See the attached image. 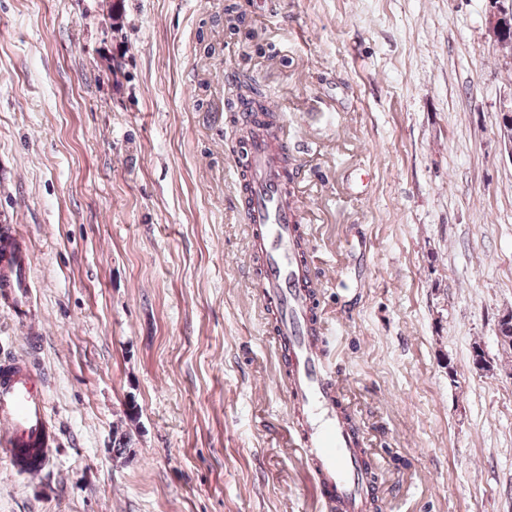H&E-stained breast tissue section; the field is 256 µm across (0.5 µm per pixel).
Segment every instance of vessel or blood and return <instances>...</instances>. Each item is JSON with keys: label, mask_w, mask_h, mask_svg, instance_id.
Returning <instances> with one entry per match:
<instances>
[{"label": "vessel or blood", "mask_w": 512, "mask_h": 512, "mask_svg": "<svg viewBox=\"0 0 512 512\" xmlns=\"http://www.w3.org/2000/svg\"><path fill=\"white\" fill-rule=\"evenodd\" d=\"M269 156L265 140L249 139L234 175L250 238L264 258L255 284L263 305L278 309L274 342L281 357L292 364L285 390L302 411L301 430L291 445L302 449L326 502L335 503L338 512H366L372 487L357 456L360 441L339 415L343 383L328 363L325 332L307 330L315 298L303 278L295 246L298 212L285 204ZM29 286L28 250L19 230L1 224L0 302L22 327L27 324L24 302ZM41 344V336L29 329L28 352L0 357V457L18 476L42 475L55 455L49 376L30 355Z\"/></svg>", "instance_id": "1"}]
</instances>
